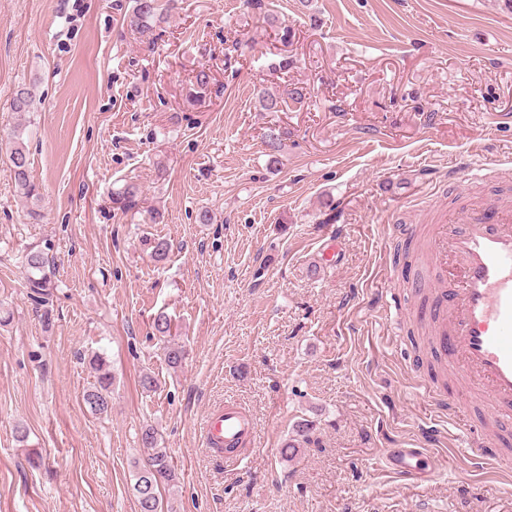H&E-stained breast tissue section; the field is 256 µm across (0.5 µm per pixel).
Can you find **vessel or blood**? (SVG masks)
Instances as JSON below:
<instances>
[{
  "instance_id": "1",
  "label": "vessel or blood",
  "mask_w": 512,
  "mask_h": 512,
  "mask_svg": "<svg viewBox=\"0 0 512 512\" xmlns=\"http://www.w3.org/2000/svg\"><path fill=\"white\" fill-rule=\"evenodd\" d=\"M424 259L430 278L411 281L409 288L427 293L422 315L435 329L432 345L464 385L439 409L453 423L468 416L470 396L482 399L481 427L470 432L472 461L496 472L511 470L512 457H498L492 446L512 434V201L466 200L453 223L433 225ZM200 438L208 452L236 466L252 457L257 425L230 400L207 412ZM420 454L417 448H389L384 460L402 483L431 481L441 462L421 464Z\"/></svg>"
}]
</instances>
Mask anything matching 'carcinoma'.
<instances>
[{
  "label": "carcinoma",
  "instance_id": "obj_1",
  "mask_svg": "<svg viewBox=\"0 0 512 512\" xmlns=\"http://www.w3.org/2000/svg\"><path fill=\"white\" fill-rule=\"evenodd\" d=\"M158 7V0H133L130 24L142 30L148 29V21L155 16ZM305 96L304 90L297 87L284 90L282 96L266 91L259 92L261 106L267 112H282L288 107V100L297 101ZM36 98V84L24 85L14 96L11 108L15 112H29L34 108ZM22 135L23 131L20 129L14 132L15 146L10 152V163L20 194L36 201L39 193L29 177L30 161ZM138 194L139 188L134 184H128L117 194L115 203L125 209H132L137 205ZM23 263L28 271L29 297L35 305L40 306L50 295L51 280L46 273L49 259L44 252L32 248L23 255ZM162 351L169 366L176 367L182 362V346L168 341L163 344ZM90 365L96 373V381L84 392L83 400L94 412L104 414L112 405V373L105 369V359L99 354L91 357ZM140 441L143 447L151 450V453L144 463L134 462L133 495L137 512H164L161 487L176 482L178 476L175 467L166 449L159 446L158 434L154 429L142 431Z\"/></svg>",
  "mask_w": 512,
  "mask_h": 512
}]
</instances>
